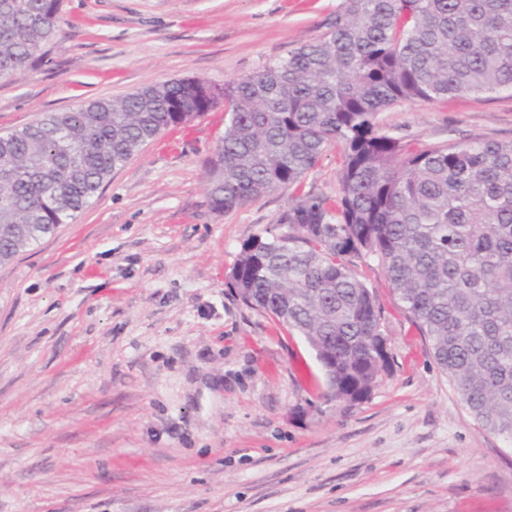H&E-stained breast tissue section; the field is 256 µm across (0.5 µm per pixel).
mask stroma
Here are the masks:
<instances>
[{
  "mask_svg": "<svg viewBox=\"0 0 512 512\" xmlns=\"http://www.w3.org/2000/svg\"><path fill=\"white\" fill-rule=\"evenodd\" d=\"M341 2L64 0L51 63L0 81V134L153 81L237 80L323 36ZM225 119L162 133L0 265V512H512V444L474 422L378 261L356 272L390 365L352 406L227 287L290 192L211 212ZM378 121L416 148L512 141V94L402 100Z\"/></svg>",
  "mask_w": 512,
  "mask_h": 512,
  "instance_id": "stroma-1",
  "label": "stroma"
}]
</instances>
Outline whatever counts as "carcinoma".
Segmentation results:
<instances>
[{
	"label": "carcinoma",
	"instance_id": "carcinoma-1",
	"mask_svg": "<svg viewBox=\"0 0 512 512\" xmlns=\"http://www.w3.org/2000/svg\"><path fill=\"white\" fill-rule=\"evenodd\" d=\"M61 10L0 0L1 77L49 61ZM502 91L512 0H343L320 39L233 82H152L0 135V264L74 219L146 143L224 101L211 211L292 190L266 236L241 244L233 293L302 336L329 396L355 404L388 369L381 308L353 270L377 259L472 418L512 443V141L414 149L377 122L400 100ZM336 144V196L304 190Z\"/></svg>",
	"mask_w": 512,
	"mask_h": 512
}]
</instances>
